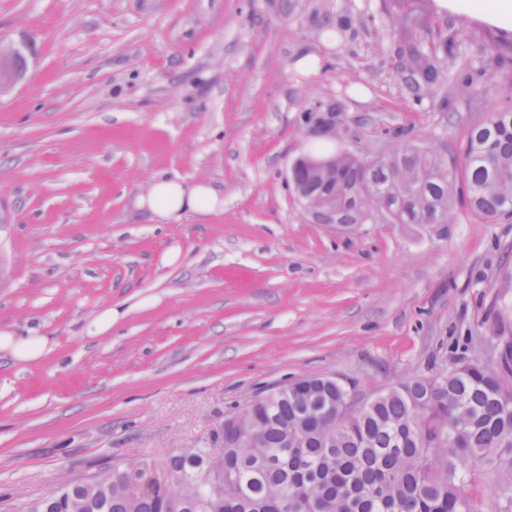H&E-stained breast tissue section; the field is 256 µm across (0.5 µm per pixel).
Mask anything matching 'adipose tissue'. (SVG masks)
I'll list each match as a JSON object with an SVG mask.
<instances>
[{
    "label": "adipose tissue",
    "instance_id": "obj_1",
    "mask_svg": "<svg viewBox=\"0 0 512 512\" xmlns=\"http://www.w3.org/2000/svg\"><path fill=\"white\" fill-rule=\"evenodd\" d=\"M448 8L460 16L486 20L512 30V0H448ZM216 202L206 185L186 184L177 179L154 181L140 205L146 206L158 220L172 224L190 213L206 214Z\"/></svg>",
    "mask_w": 512,
    "mask_h": 512
}]
</instances>
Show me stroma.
I'll list each match as a JSON object with an SVG mask.
<instances>
[{
	"label": "stroma",
	"mask_w": 512,
	"mask_h": 512,
	"mask_svg": "<svg viewBox=\"0 0 512 512\" xmlns=\"http://www.w3.org/2000/svg\"><path fill=\"white\" fill-rule=\"evenodd\" d=\"M0 0L22 46L0 95V512L61 478L178 448L295 379L368 395L492 361L512 220L460 205L448 224L316 223L289 181L309 152L456 156L512 105V31L473 19L432 93L396 67L457 17L417 0ZM335 105L338 129L313 113ZM205 183L208 214L159 223L158 178ZM117 311L109 331L91 325ZM0 349H10L13 356L21 359H37L44 350L45 343L42 339L32 337L15 341L7 333H0Z\"/></svg>",
	"instance_id": "1"
}]
</instances>
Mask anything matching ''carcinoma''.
<instances>
[{
  "label": "carcinoma",
  "instance_id": "obj_1",
  "mask_svg": "<svg viewBox=\"0 0 512 512\" xmlns=\"http://www.w3.org/2000/svg\"><path fill=\"white\" fill-rule=\"evenodd\" d=\"M468 25L441 39L450 50ZM397 69L435 83V60L412 46ZM294 193L305 210L328 201L336 223L449 224L457 197L487 223L512 217V107L469 128L461 157L406 145L390 156L299 162ZM512 310L491 331L496 361L465 358L438 374L367 398L353 380L311 378L252 400L224 422V457L180 448L163 459L117 462L66 478L24 512H512Z\"/></svg>",
  "mask_w": 512,
  "mask_h": 512
}]
</instances>
